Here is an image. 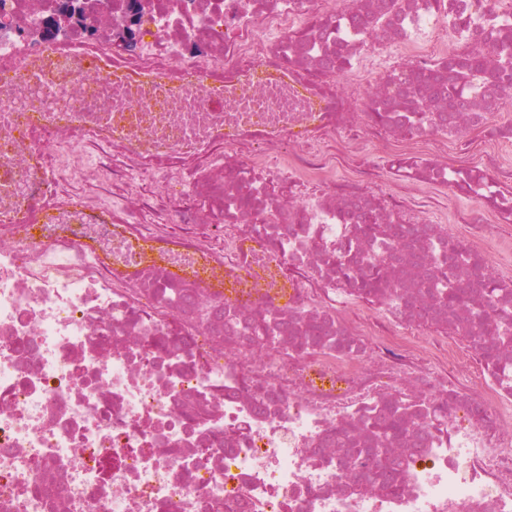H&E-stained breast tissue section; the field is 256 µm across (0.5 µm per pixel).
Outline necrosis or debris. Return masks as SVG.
I'll use <instances>...</instances> for the list:
<instances>
[{"label":"necrosis or debris","instance_id":"necrosis-or-debris-1","mask_svg":"<svg viewBox=\"0 0 512 512\" xmlns=\"http://www.w3.org/2000/svg\"><path fill=\"white\" fill-rule=\"evenodd\" d=\"M53 4L0 0V512H512V353L486 370L472 333L512 309V168L468 240L408 191L465 188L446 138L501 108L512 0H73L82 33ZM476 45L486 73L440 76ZM455 245L484 258L450 319ZM396 408L398 488L372 491L350 474Z\"/></svg>","mask_w":512,"mask_h":512}]
</instances>
